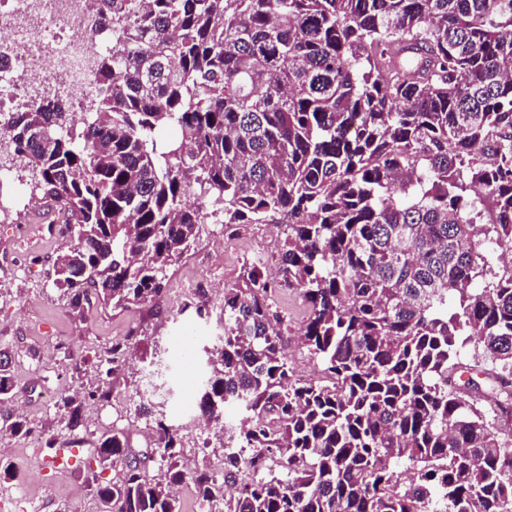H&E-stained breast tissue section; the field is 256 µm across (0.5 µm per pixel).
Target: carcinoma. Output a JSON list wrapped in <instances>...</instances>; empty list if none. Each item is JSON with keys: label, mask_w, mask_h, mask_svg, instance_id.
Returning a JSON list of instances; mask_svg holds the SVG:
<instances>
[{"label": "carcinoma", "mask_w": 512, "mask_h": 512, "mask_svg": "<svg viewBox=\"0 0 512 512\" xmlns=\"http://www.w3.org/2000/svg\"><path fill=\"white\" fill-rule=\"evenodd\" d=\"M94 2L112 47L91 109L37 101L9 132L68 226L70 309L155 303L214 218L288 227L276 277L243 263L205 350L196 413L224 478L185 470L179 430L143 402L160 478L128 433L98 441L101 512H180L184 483L210 512H512L494 423L512 415V0ZM287 290L317 381L288 366L270 303ZM137 344L58 400L69 431ZM11 364L0 350V403L22 394ZM32 430L18 415L0 434Z\"/></svg>", "instance_id": "obj_1"}]
</instances>
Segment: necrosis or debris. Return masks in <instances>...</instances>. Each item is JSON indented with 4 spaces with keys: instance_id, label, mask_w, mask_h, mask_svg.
I'll return each instance as SVG.
<instances>
[{
    "instance_id": "4bbe7bcc",
    "label": "necrosis or debris",
    "mask_w": 512,
    "mask_h": 512,
    "mask_svg": "<svg viewBox=\"0 0 512 512\" xmlns=\"http://www.w3.org/2000/svg\"><path fill=\"white\" fill-rule=\"evenodd\" d=\"M23 47L0 62V139L12 113L30 102L52 99L82 112L94 97L100 58L112 45L88 0H0V37Z\"/></svg>"
}]
</instances>
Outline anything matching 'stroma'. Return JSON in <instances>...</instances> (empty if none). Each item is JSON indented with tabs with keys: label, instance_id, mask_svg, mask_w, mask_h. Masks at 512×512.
Masks as SVG:
<instances>
[{
	"label": "stroma",
	"instance_id": "stroma-1",
	"mask_svg": "<svg viewBox=\"0 0 512 512\" xmlns=\"http://www.w3.org/2000/svg\"><path fill=\"white\" fill-rule=\"evenodd\" d=\"M223 235V225H206L195 250L168 269L169 286L207 279L211 282V298L222 302L225 288L235 283L243 264L238 245L258 236L280 242L284 229L276 224L242 225L232 238L235 250L225 252L218 268L209 269L208 253ZM61 242L60 233L49 230L41 212L34 208L0 223V243L20 257L15 271L0 275V348L11 354L17 386L28 391L37 385L47 393L41 401L27 399L24 407L37 431L47 438L66 432L57 399L102 375L106 353L114 340L134 329L139 343L123 369L112 375V396L84 403L82 424L71 432L80 446L78 462L53 466L45 450H32L28 439L21 436L0 440V459L19 464L18 480L23 483L30 512H98L100 505L84 473L94 443L111 436L113 430L123 429L129 431L137 446L150 445L153 423L137 410L144 394L152 395L160 405L167 424L181 426L194 411L201 368H185L178 360L179 340L190 332L198 336L200 344L209 346L222 328L216 320L197 319L193 310L162 302L120 313L92 308L83 316L73 315L62 291L45 274ZM274 303L284 319L288 364L294 379L319 378L320 364L298 341L307 317L304 303L293 291L276 293ZM68 347L80 349L86 356L81 371H74L65 361L63 351Z\"/></svg>",
	"mask_w": 512,
	"mask_h": 512
}]
</instances>
